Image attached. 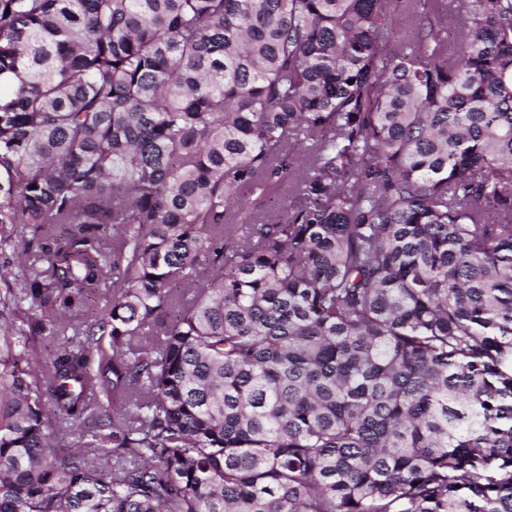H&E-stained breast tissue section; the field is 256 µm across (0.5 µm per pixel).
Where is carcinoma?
Returning a JSON list of instances; mask_svg holds the SVG:
<instances>
[{
    "mask_svg": "<svg viewBox=\"0 0 512 512\" xmlns=\"http://www.w3.org/2000/svg\"><path fill=\"white\" fill-rule=\"evenodd\" d=\"M458 13L0 0V512H512V0ZM294 200L292 183L287 179L274 195L263 199L261 211L285 216ZM69 338L71 336H43V338H37L35 346L38 351L39 362L41 364L49 363L58 351L70 345Z\"/></svg>",
    "mask_w": 512,
    "mask_h": 512,
    "instance_id": "cac0c4a2",
    "label": "carcinoma"
}]
</instances>
